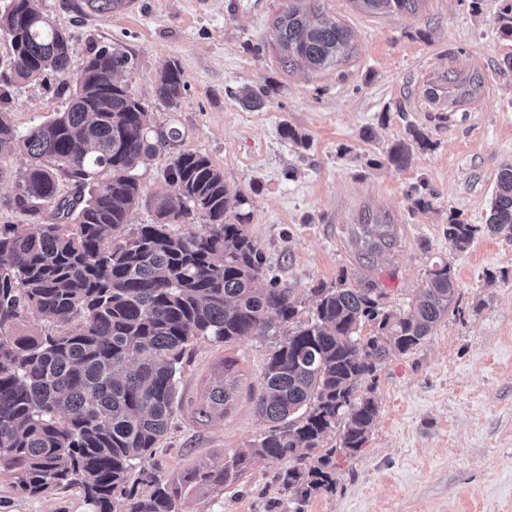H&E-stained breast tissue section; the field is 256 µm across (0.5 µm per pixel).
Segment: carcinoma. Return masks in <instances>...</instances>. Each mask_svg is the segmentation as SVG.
<instances>
[{"mask_svg": "<svg viewBox=\"0 0 512 512\" xmlns=\"http://www.w3.org/2000/svg\"><path fill=\"white\" fill-rule=\"evenodd\" d=\"M105 16L129 0H84ZM322 0H288L274 40L291 67L311 70L349 57L351 31L323 18ZM370 13L414 12L420 0H355ZM0 36L11 57L0 72V103L9 87L48 72L68 73L71 42L39 0H5ZM126 55L102 47L85 60L68 108L24 131L0 111V164L16 153L30 159L15 183L14 202L47 224L0 226V476L30 495L58 486L80 487L90 512H181V493L145 464L174 417L178 384L190 346L201 338L233 344L245 336L280 337L261 372L256 413L271 423L258 445L233 455L215 475L199 465L184 484L228 487L259 455L288 464L279 474L284 502L301 504L333 484L336 456L361 451L378 406L361 383L387 356L405 354L448 316L458 286L451 266L435 262L409 309L384 310L387 293L371 277L346 273L331 288H316L312 315L299 318L290 290L269 277L257 243L236 214L224 174L195 149L171 154L162 186L148 202L150 224L129 232L144 195L135 170L177 145L180 130L152 125L141 101L116 75ZM479 76L448 71L457 102ZM186 88L173 60L162 62L156 95L177 107ZM267 90L246 88L238 99L257 110ZM429 144L416 127L386 151L387 163L407 168L414 147ZM71 181L64 189L61 178ZM203 230L178 232L189 218ZM512 234V163L503 165L486 223L450 220L445 234L459 250L477 234ZM367 266L389 245L382 224H363ZM35 319L36 329L27 327ZM372 326L367 336L359 334ZM237 361L224 358L221 380L195 401L199 424L224 418L238 394ZM339 430V443L324 447ZM153 486L147 496L135 485Z\"/></svg>", "mask_w": 512, "mask_h": 512, "instance_id": "cac0c4a2", "label": "carcinoma"}]
</instances>
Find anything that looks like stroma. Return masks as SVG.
I'll list each match as a JSON object with an SVG mask.
<instances>
[{
	"mask_svg": "<svg viewBox=\"0 0 512 512\" xmlns=\"http://www.w3.org/2000/svg\"><path fill=\"white\" fill-rule=\"evenodd\" d=\"M82 0H40L69 34L70 75L105 47L130 62L117 78L144 103L153 123L177 127L185 147L209 157L239 201L231 213L246 229L281 286L302 311L317 288L371 276L394 313L408 308L433 263L451 265L458 284L446 320L411 352L392 354L366 380L378 404L362 450L336 460V484L304 512H512V236L477 235L466 250L445 234L449 218L483 224L499 168L512 162V75L500 71L512 41L495 20L506 0H421L416 12L370 14L356 0H322L329 21L348 27L353 51L340 66L288 68L273 39L288 0H131L102 17ZM179 63L187 81L179 106L155 96L162 62ZM478 74L481 86L448 102L449 70ZM61 78L15 87L6 109L21 130L64 111ZM269 89L264 108L242 107L246 87ZM289 125L302 143L281 135ZM428 134L403 170L386 149L408 128ZM372 129L373 139L363 137ZM28 162L10 158L0 173V224L48 222L49 211H22L14 179ZM425 194L427 207L415 206ZM392 224L395 243L374 269L358 260L354 225ZM272 336L228 345L209 339L186 355L177 407L150 467L169 484L202 465L223 469L257 443L267 424L252 396L275 347ZM236 360L239 395L224 418L199 425L192 401ZM281 463L254 458L239 484L183 488L186 512H270ZM0 512H88L80 488L31 496L0 478Z\"/></svg>",
	"mask_w": 512,
	"mask_h": 512,
	"instance_id": "stroma-1",
	"label": "stroma"
}]
</instances>
